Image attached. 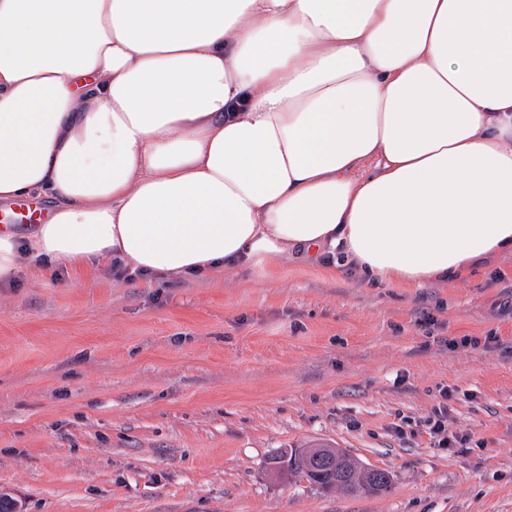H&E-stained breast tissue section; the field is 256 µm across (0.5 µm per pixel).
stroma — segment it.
Returning a JSON list of instances; mask_svg holds the SVG:
<instances>
[{
	"label": "stroma",
	"instance_id": "obj_1",
	"mask_svg": "<svg viewBox=\"0 0 512 512\" xmlns=\"http://www.w3.org/2000/svg\"><path fill=\"white\" fill-rule=\"evenodd\" d=\"M443 402L464 446L426 432ZM314 444L390 491L270 473ZM0 495L20 512H512V256L424 288L293 260L222 280L24 269L0 284Z\"/></svg>",
	"mask_w": 512,
	"mask_h": 512
}]
</instances>
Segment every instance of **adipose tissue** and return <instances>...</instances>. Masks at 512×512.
<instances>
[{
  "label": "adipose tissue",
  "mask_w": 512,
  "mask_h": 512,
  "mask_svg": "<svg viewBox=\"0 0 512 512\" xmlns=\"http://www.w3.org/2000/svg\"><path fill=\"white\" fill-rule=\"evenodd\" d=\"M0 282L512 254V0H0Z\"/></svg>",
  "instance_id": "1"
}]
</instances>
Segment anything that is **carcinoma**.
Returning a JSON list of instances; mask_svg holds the SVG:
<instances>
[{
    "mask_svg": "<svg viewBox=\"0 0 512 512\" xmlns=\"http://www.w3.org/2000/svg\"><path fill=\"white\" fill-rule=\"evenodd\" d=\"M288 451L271 461L272 470L296 483L306 482L322 490L336 489L348 495H380L391 487L387 471L369 467L340 448L329 447L326 453L314 452L309 458L290 463Z\"/></svg>",
    "mask_w": 512,
    "mask_h": 512,
    "instance_id": "obj_1",
    "label": "carcinoma"
}]
</instances>
